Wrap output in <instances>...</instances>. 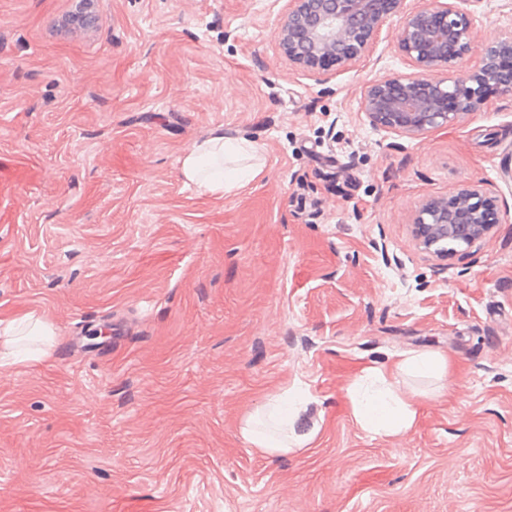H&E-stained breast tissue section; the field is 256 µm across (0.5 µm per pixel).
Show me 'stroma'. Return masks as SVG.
<instances>
[{"label": "stroma", "instance_id": "1", "mask_svg": "<svg viewBox=\"0 0 512 512\" xmlns=\"http://www.w3.org/2000/svg\"><path fill=\"white\" fill-rule=\"evenodd\" d=\"M76 3L0 0V320L54 330L0 367V512H512V91L417 136L370 126L427 0L315 74L279 49L287 0H92L90 28ZM455 4L475 41L452 76L512 33V0ZM218 129L259 172L206 194L180 159ZM473 185L490 232L424 249L419 203ZM427 350L453 395L363 431L355 370ZM291 386L314 439L251 448L243 421Z\"/></svg>", "mask_w": 512, "mask_h": 512}]
</instances>
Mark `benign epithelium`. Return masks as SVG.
<instances>
[{
    "instance_id": "obj_1",
    "label": "benign epithelium",
    "mask_w": 512,
    "mask_h": 512,
    "mask_svg": "<svg viewBox=\"0 0 512 512\" xmlns=\"http://www.w3.org/2000/svg\"><path fill=\"white\" fill-rule=\"evenodd\" d=\"M401 0H290L279 32V48L297 69L316 73L329 66L345 67L364 57ZM469 20L448 0L403 16L399 51L414 72L382 77L365 90L362 112L369 124L387 132L416 135L446 126L484 105L490 84L512 72V34L488 43L477 67L453 78L435 73L463 59L472 50ZM487 199L473 186L451 197L422 201L413 216L423 247L463 238L471 245L484 237Z\"/></svg>"
}]
</instances>
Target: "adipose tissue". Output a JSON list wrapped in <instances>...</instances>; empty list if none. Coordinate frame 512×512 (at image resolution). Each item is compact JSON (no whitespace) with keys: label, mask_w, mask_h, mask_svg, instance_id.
Returning <instances> with one entry per match:
<instances>
[{"label":"adipose tissue","mask_w":512,"mask_h":512,"mask_svg":"<svg viewBox=\"0 0 512 512\" xmlns=\"http://www.w3.org/2000/svg\"><path fill=\"white\" fill-rule=\"evenodd\" d=\"M252 148V143L247 140H231L225 138L223 131H216L184 153L181 173L187 182L210 193L243 187L255 177L254 168H243L239 178L228 181L217 173L216 167L223 164L225 156H241ZM448 374L447 356L430 351L405 355L382 369L362 367L347 389L352 415L361 429L373 435L398 437L407 434L417 419L418 395L404 389L402 379L407 376L435 379L434 394L441 397L452 390ZM298 418V413L283 411L281 398L276 395L245 420L241 435L264 454H285L304 447L314 437L313 432L297 431Z\"/></svg>","instance_id":"1"}]
</instances>
